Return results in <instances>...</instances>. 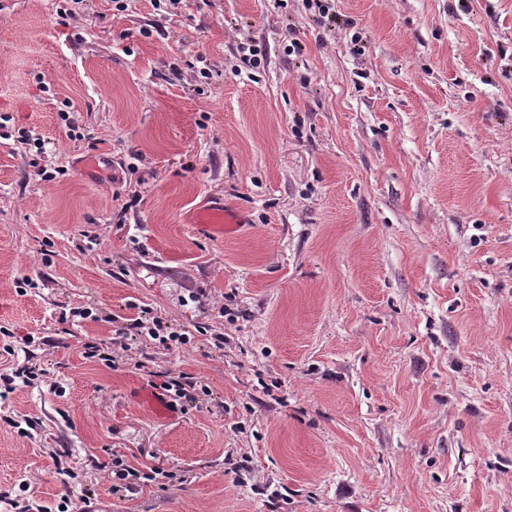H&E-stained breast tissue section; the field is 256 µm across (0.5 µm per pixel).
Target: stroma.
I'll list each match as a JSON object with an SVG mask.
<instances>
[{"label":"stroma","mask_w":512,"mask_h":512,"mask_svg":"<svg viewBox=\"0 0 512 512\" xmlns=\"http://www.w3.org/2000/svg\"><path fill=\"white\" fill-rule=\"evenodd\" d=\"M59 6L0 0V327L45 371L0 401V487L57 507L61 465L100 512H512V0H333L332 32L307 0ZM211 197L237 236L192 223ZM145 305L188 342L84 358ZM169 371L200 387L161 413ZM106 448L182 480L115 496Z\"/></svg>","instance_id":"obj_1"}]
</instances>
